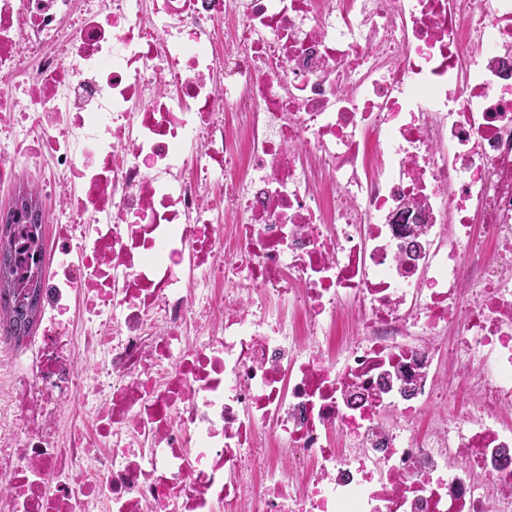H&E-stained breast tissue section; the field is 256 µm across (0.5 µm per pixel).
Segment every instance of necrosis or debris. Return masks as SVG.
<instances>
[{"label": "necrosis or debris", "mask_w": 512, "mask_h": 512, "mask_svg": "<svg viewBox=\"0 0 512 512\" xmlns=\"http://www.w3.org/2000/svg\"><path fill=\"white\" fill-rule=\"evenodd\" d=\"M0 76L6 512H512V0H0ZM3 223V225H2ZM8 223L1 219L0 229V330L6 339L20 342L30 335L42 306V288L38 277L29 275L21 282L13 278L15 254L2 244ZM2 226L4 227L2 230ZM477 403L475 390L464 383H456L449 394L448 411L462 413Z\"/></svg>", "instance_id": "necrosis-or-debris-1"}]
</instances>
